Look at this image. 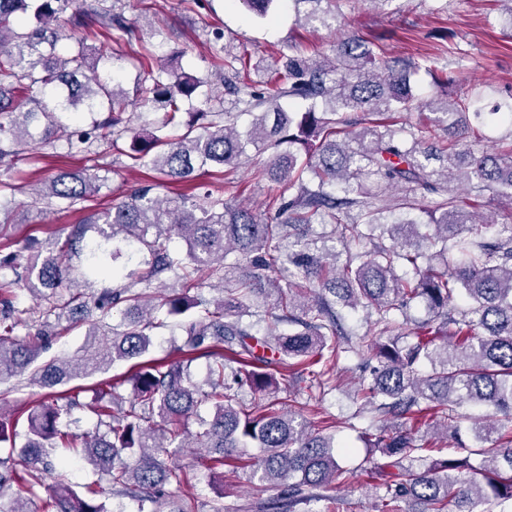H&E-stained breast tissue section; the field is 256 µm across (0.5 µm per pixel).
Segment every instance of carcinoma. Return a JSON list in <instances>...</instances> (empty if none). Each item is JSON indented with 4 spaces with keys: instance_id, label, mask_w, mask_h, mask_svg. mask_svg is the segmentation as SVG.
<instances>
[{
    "instance_id": "obj_1",
    "label": "carcinoma",
    "mask_w": 512,
    "mask_h": 512,
    "mask_svg": "<svg viewBox=\"0 0 512 512\" xmlns=\"http://www.w3.org/2000/svg\"><path fill=\"white\" fill-rule=\"evenodd\" d=\"M255 17L266 20L284 0H241ZM73 0H0V162L16 149L62 141L70 147L105 142L114 147L128 131V100L111 72L99 68L113 50L137 39V26L115 11L112 0H83L66 15ZM343 0H290L296 21L332 27ZM72 26L98 41L94 52L81 47L63 56L59 42ZM266 87L237 90L235 107L253 116L241 132L233 113L214 108L209 87L218 80L233 85L245 66L242 56L224 48L212 53V74H178L167 55L144 107L164 114L163 124L186 127L174 140L159 135L132 139L126 156L147 167L156 181L120 201L91 212L75 224L62 244L30 247L24 255L0 256V270L13 282H0V381L13 378L49 389L27 417L24 442L12 424L0 420V445L10 448L0 460V509L26 512L17 489L31 497L48 493L46 512H108L96 491L69 482L57 469L60 449L77 454L104 477L113 493L137 504V512H194L168 491L180 486L186 472L159 452L179 454L206 450V464L221 472L224 463L242 462L255 448L256 494L274 495L259 502L264 512H294L300 505L325 499L321 491L345 473L334 451L333 436L316 431L315 416L278 407L280 392L292 393L293 378L265 371L272 356L298 361L311 387L325 395L340 385L337 369L343 354L368 353L377 360L371 379L361 378L359 412L376 414L380 425L360 432L382 462L367 471L366 492L373 512H401V504L421 505L416 512H506L512 506V431L501 429L497 415H512V224L476 217L448 181L456 179L475 198L489 192L512 209V92L508 100L484 112L462 97L448 99L456 77L427 60L440 92L427 107L432 128L444 132L430 149L420 148L421 129L398 122L413 108L417 95L407 68L392 69L367 42L344 35L332 53L320 59L297 45ZM208 87L202 108L188 113L185 102ZM288 96L305 103L299 112L277 106ZM491 118L508 128L505 150L474 151L467 135L470 119ZM272 155L263 172L288 184L293 194L268 204L262 217L241 202L224 197V183L212 182L200 197L163 198L155 190L166 181L184 182L210 167H238L252 151ZM107 176L62 172L31 193L32 205L58 202L82 209L105 186ZM420 187L435 196L423 207L407 193ZM404 192L397 207L418 210L428 222L406 217L388 222L379 193ZM100 237L86 242L89 233ZM187 244L186 254L170 251L173 237ZM136 245L147 254L148 270L120 288L104 286L88 295L72 287L71 260L84 258L100 274L112 273L109 262L121 256L102 242ZM233 266L246 273L228 278ZM286 264L291 279L280 286L275 277ZM172 274L185 289L154 304L151 280ZM215 281L219 297L199 289ZM23 283L43 307L21 308L5 296L11 284ZM196 289L194 296L186 292ZM266 294L273 303L260 309L255 299ZM422 302L428 318L408 316ZM125 304L120 321L112 309ZM365 312L377 340L353 346L339 308ZM188 315L176 358L144 361L150 332L165 326L155 312ZM82 314L92 319L89 338L110 339L79 363L53 360L36 364L38 345L19 339L20 327H36V339L54 336V326ZM271 328L259 333L261 323ZM290 330L281 333L276 325ZM208 360L205 385L191 382L189 364ZM137 360L124 379L132 387L127 400L112 382L95 386L97 432L81 441L63 418L78 404L72 394L56 390L104 370L115 360ZM255 400L246 406L240 390ZM476 403L491 410L484 417L460 416L453 406ZM207 414L200 415L201 407ZM196 417L197 430L187 427ZM428 417L424 442L418 433ZM472 435L475 446L462 440ZM456 441L445 458L432 459L429 446ZM138 455L132 466L127 456ZM481 457L478 465L470 456ZM53 483L46 486L44 477Z\"/></svg>"
}]
</instances>
